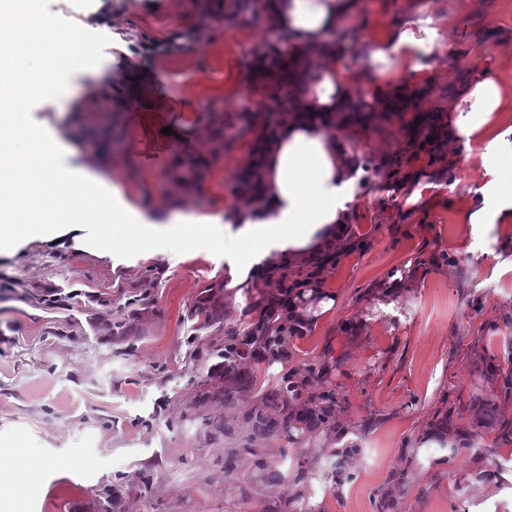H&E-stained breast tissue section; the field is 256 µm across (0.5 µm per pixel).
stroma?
I'll list each match as a JSON object with an SVG mask.
<instances>
[{"instance_id":"obj_1","label":"stroma","mask_w":512,"mask_h":512,"mask_svg":"<svg viewBox=\"0 0 512 512\" xmlns=\"http://www.w3.org/2000/svg\"><path fill=\"white\" fill-rule=\"evenodd\" d=\"M359 3L327 34L329 53L311 57L257 0H40L94 65L60 56L80 109L47 99L32 119L79 157L107 155L116 189L157 221L176 210L234 223L258 133L303 104L319 66L360 75L351 92L370 131L353 147L363 175L336 260L303 301L305 324L288 328L287 360L237 367L269 384L320 369L308 390L337 393L347 435L302 427L243 453L250 388L238 406L193 417L194 380L234 384L212 361L184 364L220 336L193 328L202 292L217 286L236 327L263 318L276 289L232 278L221 245L158 237L132 248L89 223L63 247L29 238L0 251V447L24 448L17 464L31 469L0 486V512H100L108 497L113 512H380L379 490L400 473L410 489L389 512H512V222L460 220L486 181L484 145L468 156L454 142L440 154L423 146L482 75L499 82L512 126V0ZM420 19L439 35L422 59L428 79L388 106L369 94L370 46ZM398 273L408 288L379 310ZM55 291L80 299L45 305ZM96 295L135 302L126 337L95 323ZM211 421L232 437L209 441ZM347 442L357 454L337 460ZM228 448L242 451L233 470Z\"/></svg>"}]
</instances>
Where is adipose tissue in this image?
<instances>
[{
  "mask_svg": "<svg viewBox=\"0 0 512 512\" xmlns=\"http://www.w3.org/2000/svg\"><path fill=\"white\" fill-rule=\"evenodd\" d=\"M258 7L303 50L319 56L326 51L325 33L354 13L356 0H259ZM437 40V34L419 39L404 29L377 42L371 59L380 68L372 95L383 99L419 87L426 78L420 57L431 54ZM64 47L38 0L0 5V248L30 237L52 242L90 220L106 233L125 225L133 241L154 235L155 220L114 202L111 180L74 164V152L55 129L30 118L31 105L64 83L53 66ZM352 85L351 76L336 68L318 72L304 93L305 105L263 149L260 183L225 244L233 259L248 257L255 267L273 256L326 250L343 235L362 175L350 143L368 136L367 123L353 116ZM464 99L471 111L456 110L449 125L464 152L476 143H500V85L489 77L476 80Z\"/></svg>",
  "mask_w": 512,
  "mask_h": 512,
  "instance_id": "ef3b65f1",
  "label": "adipose tissue"
}]
</instances>
